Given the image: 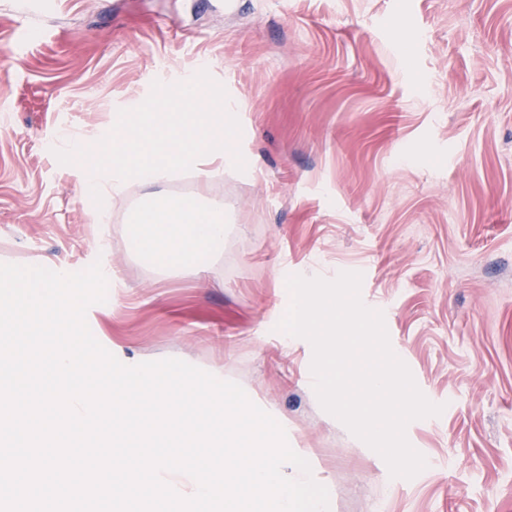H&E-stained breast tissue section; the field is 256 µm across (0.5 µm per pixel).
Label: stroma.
Returning a JSON list of instances; mask_svg holds the SVG:
<instances>
[{
    "mask_svg": "<svg viewBox=\"0 0 512 512\" xmlns=\"http://www.w3.org/2000/svg\"><path fill=\"white\" fill-rule=\"evenodd\" d=\"M2 50L0 263H100L97 341L220 368L287 419L333 512H512V0H0ZM203 69L244 171L130 180L96 206L54 149L96 145L153 81ZM158 193L223 205L208 281L129 239ZM344 271L444 407L406 429L427 461L410 480L321 408L310 343L276 329L289 275Z\"/></svg>",
    "mask_w": 512,
    "mask_h": 512,
    "instance_id": "1",
    "label": "stroma"
}]
</instances>
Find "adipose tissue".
Instances as JSON below:
<instances>
[{
	"instance_id": "obj_1",
	"label": "adipose tissue",
	"mask_w": 512,
	"mask_h": 512,
	"mask_svg": "<svg viewBox=\"0 0 512 512\" xmlns=\"http://www.w3.org/2000/svg\"><path fill=\"white\" fill-rule=\"evenodd\" d=\"M129 233L144 257L165 267L212 272L224 250V212L199 199L158 206L142 213Z\"/></svg>"
}]
</instances>
